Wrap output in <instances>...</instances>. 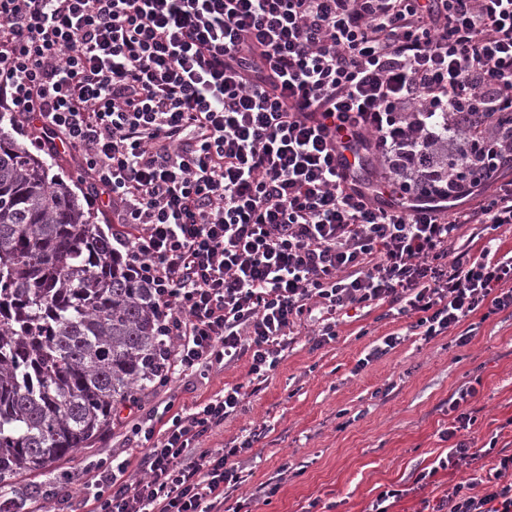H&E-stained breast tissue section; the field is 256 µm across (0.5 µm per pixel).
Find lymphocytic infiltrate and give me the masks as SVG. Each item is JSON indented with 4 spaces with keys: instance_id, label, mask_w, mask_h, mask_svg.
I'll return each instance as SVG.
<instances>
[{
    "instance_id": "1",
    "label": "lymphocytic infiltrate",
    "mask_w": 512,
    "mask_h": 512,
    "mask_svg": "<svg viewBox=\"0 0 512 512\" xmlns=\"http://www.w3.org/2000/svg\"><path fill=\"white\" fill-rule=\"evenodd\" d=\"M0 112L34 123V146L77 155L121 230L113 250L154 288L173 339L169 373L240 359L236 385L145 454L98 462L91 512H243L240 460L202 437L259 394L295 330L324 340L349 310L385 306L430 341L479 312L512 310V0H0ZM373 157L363 187L337 149ZM473 198L474 206L461 202ZM482 224L474 251L460 230ZM474 385L448 399L439 468L472 445ZM512 454L438 500L429 472L367 512H512Z\"/></svg>"
}]
</instances>
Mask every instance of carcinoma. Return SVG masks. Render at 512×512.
Masks as SVG:
<instances>
[{
	"instance_id": "obj_1",
	"label": "carcinoma",
	"mask_w": 512,
	"mask_h": 512,
	"mask_svg": "<svg viewBox=\"0 0 512 512\" xmlns=\"http://www.w3.org/2000/svg\"><path fill=\"white\" fill-rule=\"evenodd\" d=\"M151 288L78 196L0 128V512L53 496L20 486L107 429L167 374Z\"/></svg>"
}]
</instances>
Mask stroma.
<instances>
[{
	"label": "stroma",
	"instance_id": "1",
	"mask_svg": "<svg viewBox=\"0 0 512 512\" xmlns=\"http://www.w3.org/2000/svg\"><path fill=\"white\" fill-rule=\"evenodd\" d=\"M58 175L78 196L87 217L111 232L110 214L92 201L79 164L66 153L49 158ZM406 318L386 307L363 309L345 319L336 339L315 345L312 324L300 329L264 389L248 397L241 413L208 433L202 447L216 449L262 425L266 435L243 455L250 473L242 487L251 495L260 484L274 486L268 500L251 504L252 512H366L384 488L410 480L446 456L440 438L448 425V398L462 384L477 381L471 406L477 411V445L494 443L512 453V313L491 315L471 341L456 345L453 336L432 341L408 334ZM389 333L402 334L394 349L360 366L370 349ZM249 364L216 365L204 376H172L145 391L135 403L118 405L102 436L89 447L52 465L62 486L47 502L30 503V512H86L88 481L98 458L130 459L128 473L139 477L142 449L124 428L129 419L153 417L173 402L184 409L224 389L247 383Z\"/></svg>",
	"mask_w": 512,
	"mask_h": 512
}]
</instances>
